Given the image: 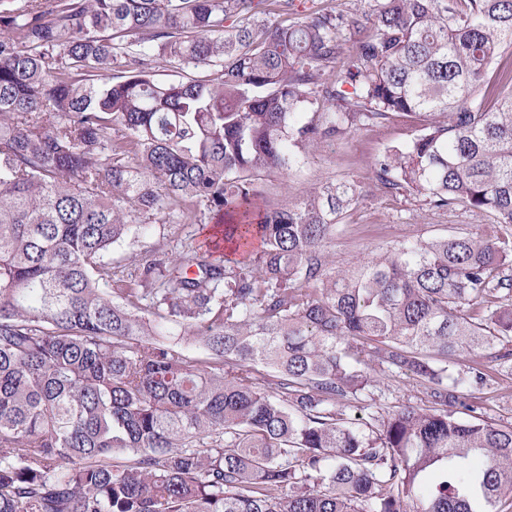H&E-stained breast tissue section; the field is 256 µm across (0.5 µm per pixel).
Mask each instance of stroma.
<instances>
[{
  "label": "stroma",
  "mask_w": 512,
  "mask_h": 512,
  "mask_svg": "<svg viewBox=\"0 0 512 512\" xmlns=\"http://www.w3.org/2000/svg\"><path fill=\"white\" fill-rule=\"evenodd\" d=\"M375 0H293L292 5L270 7L260 4L261 12L270 20L290 22L299 15L325 9L342 15L371 14ZM414 128L408 122L393 120L385 127H363L346 137L312 148L304 163L288 175H273L265 183L268 205L277 207L302 198L327 181H356L362 194L336 228V235L327 251L336 268L347 269L372 257L387 244L402 240L448 234L460 228L483 233L491 219L479 212L442 213L429 210L419 199L391 196L374 183L372 164L387 147L408 142ZM213 225L210 215H203L199 224H183L178 212L169 211L150 219L147 233L115 244L109 254L113 265L129 267L149 255L161 241L173 252H181L190 241L204 243L205 234ZM377 381L376 405L389 411L411 403H419L422 393L411 379L398 373L374 369ZM471 401L477 416L491 423L512 424V374L472 390Z\"/></svg>",
  "instance_id": "1"
}]
</instances>
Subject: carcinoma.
Returning <instances> with one entry per match:
<instances>
[{
  "label": "carcinoma",
  "instance_id": "obj_1",
  "mask_svg": "<svg viewBox=\"0 0 512 512\" xmlns=\"http://www.w3.org/2000/svg\"><path fill=\"white\" fill-rule=\"evenodd\" d=\"M255 7L0 0V512L512 499V425L459 417L490 363L512 365V0H376L370 17L288 25ZM161 62L208 75L158 82ZM395 117L415 134L374 160L376 185L485 213L490 233L405 239L338 270L326 247L356 185L271 209L261 180ZM173 206L219 216L243 259L104 260ZM369 359L428 404L354 422Z\"/></svg>",
  "mask_w": 512,
  "mask_h": 512
}]
</instances>
